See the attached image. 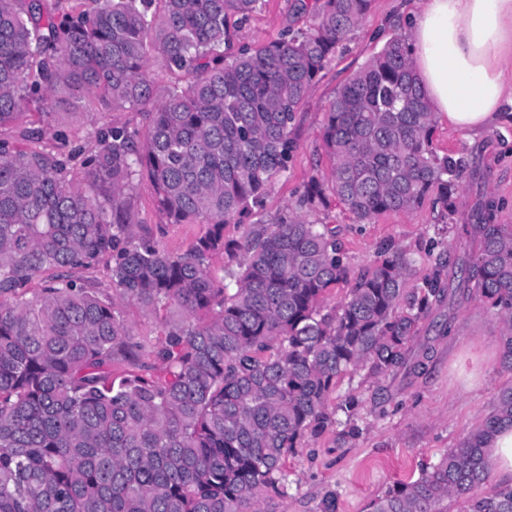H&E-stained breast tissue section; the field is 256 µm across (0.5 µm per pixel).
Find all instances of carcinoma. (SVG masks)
<instances>
[{
    "label": "carcinoma",
    "instance_id": "cac0c4a2",
    "mask_svg": "<svg viewBox=\"0 0 512 512\" xmlns=\"http://www.w3.org/2000/svg\"><path fill=\"white\" fill-rule=\"evenodd\" d=\"M264 0H0V512H260L288 489L284 461L335 419L346 372L406 366L421 320L448 335L477 293L505 321L512 371V225L456 228L433 271L408 287L414 259L380 250L351 277L336 226L294 213L245 227L296 149L297 110L373 0H297L306 29L257 46L235 41ZM52 98L141 116L80 142L54 126ZM408 36L391 37L341 86L326 112L328 180L311 178L296 207L334 196L355 223L441 212L464 160L439 153ZM167 224H201L183 254L135 234L127 195L142 180ZM224 258L222 274L212 260ZM108 261L112 287L71 271ZM48 270L55 277L27 296ZM351 283L324 311L325 294ZM165 323L150 370L114 375L140 344L122 307ZM512 426V385L493 411L414 481L370 512H512V484L484 490V443Z\"/></svg>",
    "mask_w": 512,
    "mask_h": 512
}]
</instances>
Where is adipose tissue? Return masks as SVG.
<instances>
[{"label": "adipose tissue", "mask_w": 512, "mask_h": 512, "mask_svg": "<svg viewBox=\"0 0 512 512\" xmlns=\"http://www.w3.org/2000/svg\"><path fill=\"white\" fill-rule=\"evenodd\" d=\"M405 17L431 112L465 138L512 106V0H414Z\"/></svg>", "instance_id": "obj_1"}]
</instances>
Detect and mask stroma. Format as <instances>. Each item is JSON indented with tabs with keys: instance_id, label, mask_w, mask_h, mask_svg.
I'll return each instance as SVG.
<instances>
[{
	"instance_id": "1",
	"label": "stroma",
	"mask_w": 512,
	"mask_h": 512,
	"mask_svg": "<svg viewBox=\"0 0 512 512\" xmlns=\"http://www.w3.org/2000/svg\"><path fill=\"white\" fill-rule=\"evenodd\" d=\"M293 2L265 0L239 31L240 42L259 45L277 38L286 27L305 26L307 20L294 14ZM401 7V0H373L370 11L308 90L296 114L298 148L287 172L268 192V212L292 210L311 177H328L330 163L321 142L328 105L337 89L391 35L402 32L398 22ZM433 145L466 163L451 198L454 223H480L485 206L492 202L498 207L497 223L512 225V119L504 118L471 141L439 120ZM130 202L141 228L149 230L170 253H185L203 231L199 224L164 223L148 183H140L131 192ZM439 214L438 208L427 204L357 224L334 200L308 219L336 226L353 271L371 265L380 245L391 242L410 253L415 261L414 276L419 279L435 264L429 248ZM123 318L141 345L137 368L154 366V350L161 339L159 317L129 305ZM503 332L502 318L475 296L458 311L451 335H437L431 320L421 322L419 336L431 347L423 369L379 378L363 369L343 375L328 400V410L336 414L337 424L306 439L304 446L288 457V492L263 502V512H323L329 498L335 512H369L370 502L393 483L417 479L492 412L499 390L512 383V373L499 365ZM351 394L357 397V406L350 413L340 412V405Z\"/></svg>"
}]
</instances>
